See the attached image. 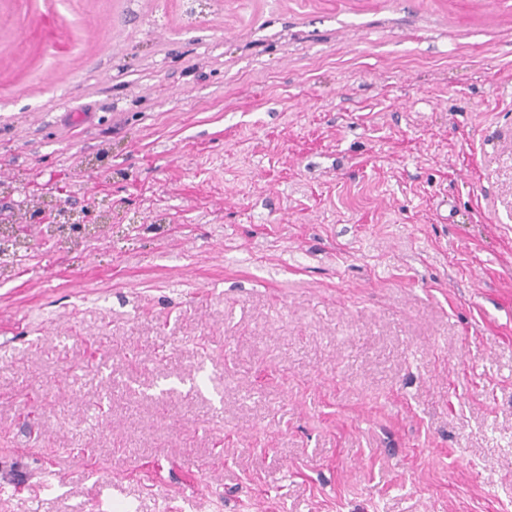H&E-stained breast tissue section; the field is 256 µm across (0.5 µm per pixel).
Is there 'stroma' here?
<instances>
[{
  "label": "stroma",
  "instance_id": "stroma-1",
  "mask_svg": "<svg viewBox=\"0 0 512 512\" xmlns=\"http://www.w3.org/2000/svg\"><path fill=\"white\" fill-rule=\"evenodd\" d=\"M1 221L0 512H512V0H0ZM79 219L74 220L77 214L66 206H58L56 210L48 212L45 210H33L31 216L33 220L39 223L51 224L55 232L62 236L64 234L81 233V226L87 225L86 218L89 216L88 211L82 212ZM81 218V219H80Z\"/></svg>",
  "mask_w": 512,
  "mask_h": 512
}]
</instances>
